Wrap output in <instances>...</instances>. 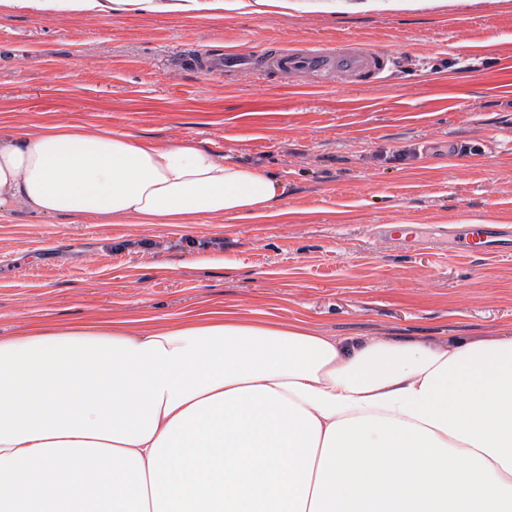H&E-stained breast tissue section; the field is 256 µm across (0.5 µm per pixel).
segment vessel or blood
Listing matches in <instances>:
<instances>
[{
    "label": "vessel or blood",
    "mask_w": 512,
    "mask_h": 512,
    "mask_svg": "<svg viewBox=\"0 0 512 512\" xmlns=\"http://www.w3.org/2000/svg\"><path fill=\"white\" fill-rule=\"evenodd\" d=\"M393 64L392 54L370 49L357 40H345L333 46L273 48L257 55L228 50L223 57L204 60L203 67L212 73L240 69L269 71L298 83L352 87L383 80ZM498 235L496 225L490 221L472 220L463 247L473 254L486 253L497 247Z\"/></svg>",
    "instance_id": "obj_1"
}]
</instances>
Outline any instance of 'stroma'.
<instances>
[{
    "label": "stroma",
    "instance_id": "obj_1",
    "mask_svg": "<svg viewBox=\"0 0 512 512\" xmlns=\"http://www.w3.org/2000/svg\"><path fill=\"white\" fill-rule=\"evenodd\" d=\"M335 2L208 19L0 9L1 134L75 121L157 145L191 139L271 172L287 202L282 217L206 224L1 218L0 336L227 307L333 336L444 341L512 326V246L474 256L457 243L473 218L512 227V0ZM345 39L393 53L396 68L339 89L197 64ZM380 224L420 225L422 242L395 247Z\"/></svg>",
    "mask_w": 512,
    "mask_h": 512
}]
</instances>
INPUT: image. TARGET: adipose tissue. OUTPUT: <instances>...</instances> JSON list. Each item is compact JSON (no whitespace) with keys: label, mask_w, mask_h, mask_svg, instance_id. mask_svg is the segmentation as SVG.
I'll return each instance as SVG.
<instances>
[{"label":"adipose tissue","mask_w":512,"mask_h":512,"mask_svg":"<svg viewBox=\"0 0 512 512\" xmlns=\"http://www.w3.org/2000/svg\"><path fill=\"white\" fill-rule=\"evenodd\" d=\"M281 202L267 170L187 139L76 122L0 136V216L204 224ZM0 512H512V329L339 337L239 310L32 324L0 337Z\"/></svg>","instance_id":"ef3b65f1"}]
</instances>
